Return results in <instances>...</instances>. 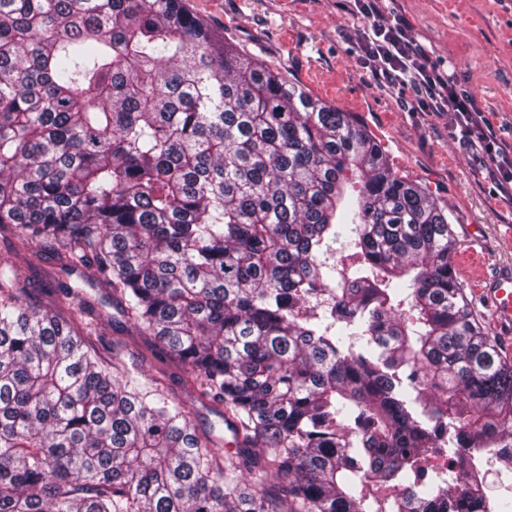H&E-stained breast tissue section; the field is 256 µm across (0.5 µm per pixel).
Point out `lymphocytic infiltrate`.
Listing matches in <instances>:
<instances>
[{"label":"lymphocytic infiltrate","mask_w":512,"mask_h":512,"mask_svg":"<svg viewBox=\"0 0 512 512\" xmlns=\"http://www.w3.org/2000/svg\"><path fill=\"white\" fill-rule=\"evenodd\" d=\"M349 13L361 23L358 49L382 91L412 90L416 109L452 113L460 145L486 157V174L498 196L512 204V142L497 137L485 112L475 108L468 92L457 88L447 71L431 63L425 48L411 35L407 20L387 19L383 0H346Z\"/></svg>","instance_id":"lymphocytic-infiltrate-1"}]
</instances>
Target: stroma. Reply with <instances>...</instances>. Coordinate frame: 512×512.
I'll list each match as a JSON object with an SVG mask.
<instances>
[{
    "instance_id": "stroma-1",
    "label": "stroma",
    "mask_w": 512,
    "mask_h": 512,
    "mask_svg": "<svg viewBox=\"0 0 512 512\" xmlns=\"http://www.w3.org/2000/svg\"><path fill=\"white\" fill-rule=\"evenodd\" d=\"M186 7L241 56L352 113L380 143L391 169L447 208L458 240L452 264L469 308L484 333L512 356V339L498 334L484 294L512 267V207L495 199L493 183L478 178L483 159L452 138L453 116L413 111L412 95L397 98L375 86L357 53L360 23L344 0H186ZM385 9L409 20L412 36L431 60L489 112L503 138L511 139L512 0H386ZM51 275L79 289L90 303L102 333L96 343L100 354H107L113 339H122L126 362L141 365L143 384L160 383L183 402L198 433L231 441L223 405L198 397L182 367L160 358L153 337L129 331L120 304L96 286L89 271L63 273L50 261L35 262L29 271L33 303L54 305V295L40 287Z\"/></svg>"
}]
</instances>
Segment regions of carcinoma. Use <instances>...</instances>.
Masks as SVG:
<instances>
[{
    "label": "carcinoma",
    "mask_w": 512,
    "mask_h": 512,
    "mask_svg": "<svg viewBox=\"0 0 512 512\" xmlns=\"http://www.w3.org/2000/svg\"><path fill=\"white\" fill-rule=\"evenodd\" d=\"M0 512H512V361L446 207L183 0H0ZM87 269L224 405L230 450L61 284ZM453 448L458 475L430 465ZM464 480L469 489L458 491ZM487 456L488 455L484 454L483 464L485 469H490L488 479L490 482H493L491 494L494 496L512 497V473L503 470L500 475L499 470L501 465L495 461L491 465H485V457Z\"/></svg>",
    "instance_id": "obj_1"
}]
</instances>
